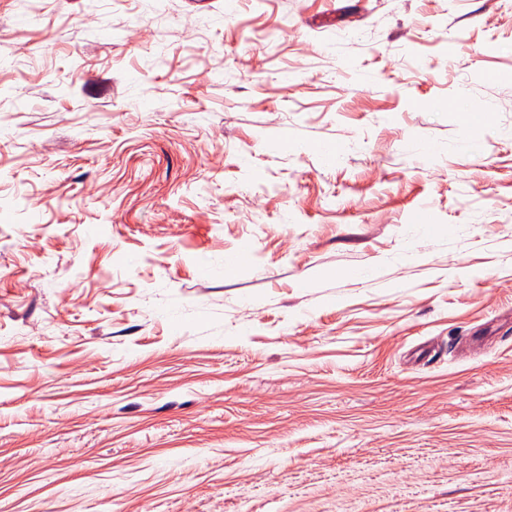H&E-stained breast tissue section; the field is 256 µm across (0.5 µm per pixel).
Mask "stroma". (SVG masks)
Returning <instances> with one entry per match:
<instances>
[{
    "label": "stroma",
    "instance_id": "35a3bbf8",
    "mask_svg": "<svg viewBox=\"0 0 512 512\" xmlns=\"http://www.w3.org/2000/svg\"><path fill=\"white\" fill-rule=\"evenodd\" d=\"M0 512H512V0H0ZM435 106L438 109H447L450 107L456 108L457 111L460 112L462 124L467 128L483 124L488 120V115L486 113L467 110L464 106V100L461 98L440 101L436 103Z\"/></svg>",
    "mask_w": 512,
    "mask_h": 512
}]
</instances>
